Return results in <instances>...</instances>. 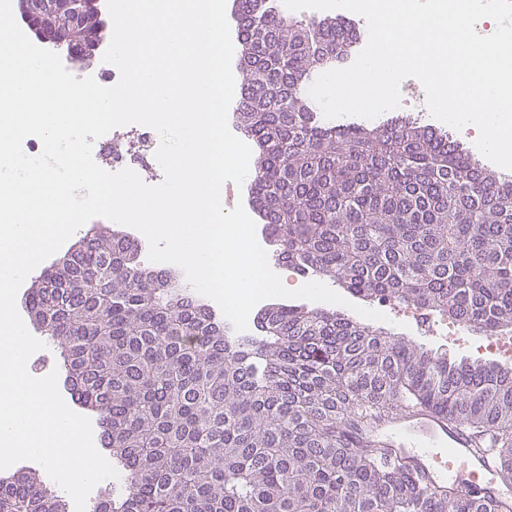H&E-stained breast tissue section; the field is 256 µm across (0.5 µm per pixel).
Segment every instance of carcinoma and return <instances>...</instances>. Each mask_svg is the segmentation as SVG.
I'll list each match as a JSON object with an SVG mask.
<instances>
[{"label":"carcinoma","mask_w":512,"mask_h":512,"mask_svg":"<svg viewBox=\"0 0 512 512\" xmlns=\"http://www.w3.org/2000/svg\"><path fill=\"white\" fill-rule=\"evenodd\" d=\"M253 52L237 119L257 147L252 194L275 257L370 301L512 328V179L404 117L329 125L305 85L353 39L334 18L236 0ZM141 245L100 232L40 273L26 308L60 349L123 479L93 512H512L433 486L352 426L426 408L512 473V368L455 359L338 311L275 304L242 341ZM0 512H68L35 472L0 476Z\"/></svg>","instance_id":"carcinoma-1"}]
</instances>
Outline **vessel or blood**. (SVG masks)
Here are the masks:
<instances>
[{
  "label": "vessel or blood",
  "mask_w": 512,
  "mask_h": 512,
  "mask_svg": "<svg viewBox=\"0 0 512 512\" xmlns=\"http://www.w3.org/2000/svg\"><path fill=\"white\" fill-rule=\"evenodd\" d=\"M359 435L394 450L430 484L464 482L477 491L499 496L512 491V475L475 454L462 427H448L431 412L408 409L362 425Z\"/></svg>",
  "instance_id": "b4317fda"
}]
</instances>
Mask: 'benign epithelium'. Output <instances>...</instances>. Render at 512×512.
Returning a JSON list of instances; mask_svg holds the SVG:
<instances>
[{
    "label": "benign epithelium",
    "mask_w": 512,
    "mask_h": 512,
    "mask_svg": "<svg viewBox=\"0 0 512 512\" xmlns=\"http://www.w3.org/2000/svg\"><path fill=\"white\" fill-rule=\"evenodd\" d=\"M27 30L69 60L84 61L103 42L100 0H16Z\"/></svg>",
    "instance_id": "obj_1"
}]
</instances>
